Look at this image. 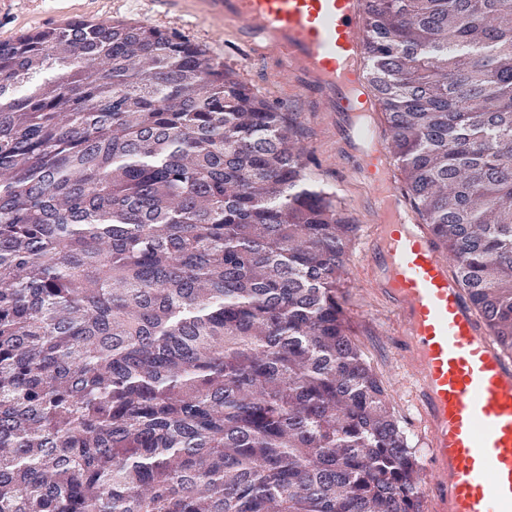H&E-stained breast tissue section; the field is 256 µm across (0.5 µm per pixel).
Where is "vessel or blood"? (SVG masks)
Segmentation results:
<instances>
[{"mask_svg":"<svg viewBox=\"0 0 512 512\" xmlns=\"http://www.w3.org/2000/svg\"><path fill=\"white\" fill-rule=\"evenodd\" d=\"M226 40L274 55L280 75L334 115L374 223L368 283L394 313L429 451L428 512H512V358L489 336L430 225L394 185L390 157L362 117L363 0H207Z\"/></svg>","mask_w":512,"mask_h":512,"instance_id":"obj_1","label":"vessel or blood"}]
</instances>
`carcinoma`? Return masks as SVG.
<instances>
[{
  "label": "carcinoma",
  "mask_w": 512,
  "mask_h": 512,
  "mask_svg": "<svg viewBox=\"0 0 512 512\" xmlns=\"http://www.w3.org/2000/svg\"><path fill=\"white\" fill-rule=\"evenodd\" d=\"M410 208L512 356V0H364ZM293 113L138 22L0 42V512H421Z\"/></svg>",
  "instance_id": "carcinoma-1"
}]
</instances>
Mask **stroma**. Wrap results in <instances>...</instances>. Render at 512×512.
I'll return each mask as SVG.
<instances>
[{
  "label": "stroma",
  "mask_w": 512,
  "mask_h": 512,
  "mask_svg": "<svg viewBox=\"0 0 512 512\" xmlns=\"http://www.w3.org/2000/svg\"><path fill=\"white\" fill-rule=\"evenodd\" d=\"M76 19L139 21L176 33L205 48L211 58L233 70L255 93L295 114L312 182L335 192L343 215L355 226L339 293L341 305L372 367L387 386L389 406L404 428L410 447L417 450L418 479L426 481L425 436L409 399L396 387L402 364L395 352V323L366 283L364 258L373 222L368 197L346 170L330 113L320 111L311 99L279 80L274 56L258 54L245 44L225 42L222 21L202 0H187L183 5L173 0H0V41Z\"/></svg>",
  "instance_id": "1"
}]
</instances>
